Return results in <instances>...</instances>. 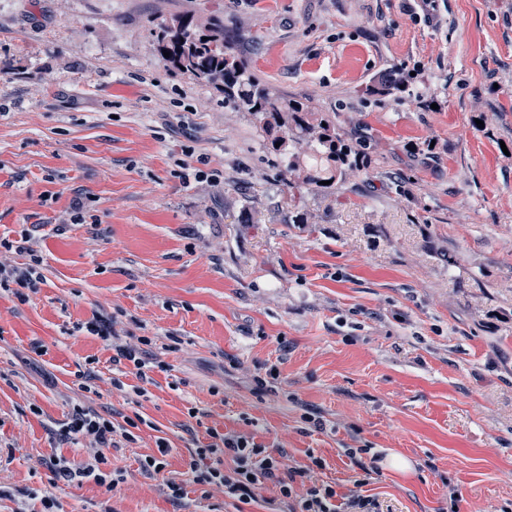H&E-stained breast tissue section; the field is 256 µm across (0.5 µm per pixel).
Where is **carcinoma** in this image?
<instances>
[{
    "label": "carcinoma",
    "instance_id": "cac0c4a2",
    "mask_svg": "<svg viewBox=\"0 0 512 512\" xmlns=\"http://www.w3.org/2000/svg\"><path fill=\"white\" fill-rule=\"evenodd\" d=\"M158 42L174 68L218 85L224 100L256 116L263 147L274 155L288 183L324 190L322 182L342 185L362 170L361 154L341 144L335 124L316 117L299 101L282 98L254 75L224 37V24L172 17L158 24ZM402 84L399 72L391 71L373 92L390 95Z\"/></svg>",
    "mask_w": 512,
    "mask_h": 512
}]
</instances>
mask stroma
Returning <instances> with one entry per match:
<instances>
[{"instance_id":"1","label":"stroma","mask_w":512,"mask_h":512,"mask_svg":"<svg viewBox=\"0 0 512 512\" xmlns=\"http://www.w3.org/2000/svg\"><path fill=\"white\" fill-rule=\"evenodd\" d=\"M185 13L362 152L306 223L256 118L160 55ZM391 69L406 92L371 93ZM21 239L0 263L38 256L44 282L0 293V512H271L273 482L244 504L187 475L213 429L376 512H512V0H0V243ZM101 314L150 338L152 384L86 331ZM78 407L138 422L113 488L47 467L95 455L58 434Z\"/></svg>"}]
</instances>
